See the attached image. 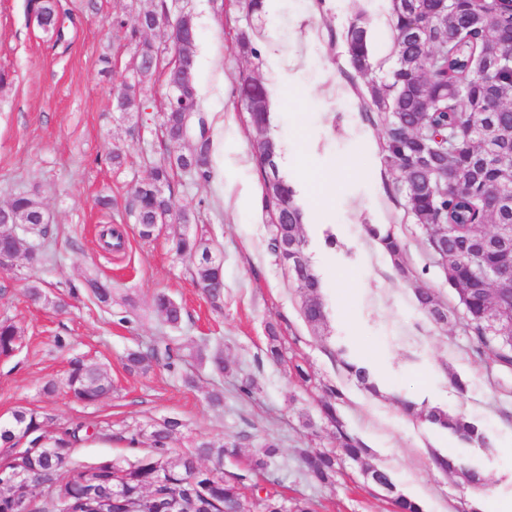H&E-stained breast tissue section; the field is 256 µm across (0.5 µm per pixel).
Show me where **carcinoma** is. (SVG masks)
Returning a JSON list of instances; mask_svg holds the SVG:
<instances>
[{"label":"carcinoma","mask_w":512,"mask_h":512,"mask_svg":"<svg viewBox=\"0 0 512 512\" xmlns=\"http://www.w3.org/2000/svg\"><path fill=\"white\" fill-rule=\"evenodd\" d=\"M434 0H391L390 18L394 34V63L389 84L367 88L364 100L379 111L381 117V151L387 167L399 173L405 206L414 223L426 233L433 252L440 249L437 225H448V287L463 306L466 327L475 343L480 360L512 370V343L494 334L492 328L507 327L512 315L499 309L493 299L491 284L479 278V272L494 264L501 244L495 234L499 224L512 225V208L494 210L487 199L501 187H512V44H507L512 31V0H448V13L438 18L432 15ZM29 9L37 25L47 35L61 40L58 0H29ZM167 12L165 0L156 8L137 15L132 20L123 16L113 19V27H131L132 34L151 29V18ZM423 23L422 37L417 44L403 39L404 31L414 20ZM346 52L350 63L370 65L367 31L361 18L348 27ZM489 56L501 59L497 68L487 74L476 71L477 65ZM138 83L152 79L160 69L165 82H186L189 101L166 100L163 113V135L171 143L186 140L190 129H197L194 145L187 152L168 154L152 169L151 178L135 186L130 193L128 209L137 222L140 238L157 235L162 217L173 211L171 196L163 187L170 186L177 171L191 169L198 185L208 186L213 178L211 163L212 139L210 126L201 112L194 86V56L178 57L162 63L161 50L144 40L137 45ZM267 85L247 75L241 79L239 96L243 101L257 100L261 105V124L266 130V148L276 150L271 136ZM424 98L431 107L416 113L417 99ZM116 105L123 112H141L144 103L135 85H123L116 91ZM434 149V154L448 160L457 171L455 184L448 191L419 194L414 187L425 182L430 172L420 163L419 142ZM493 143L499 162L488 156L486 145ZM254 158L263 178L262 210L274 219L280 202L288 198V223L272 225L270 248L284 265H294L293 255L280 250L282 238L294 242L305 259V274L297 280L306 290L303 314L306 321L319 327L326 314L319 297L320 280L315 273L302 234L303 213L294 200L292 188L278 176L269 180L263 167L265 154L253 146ZM42 203L29 194H18L0 207V266L13 267L22 257L30 264L46 263L48 253L35 249L17 233V225H32V234L43 236L46 224L40 222ZM369 236L389 255L396 267H401L403 246L389 229L368 227ZM172 249L193 265L195 282L207 288L206 297L214 306L224 298L223 266L209 261L212 252L209 240L190 236L182 231L170 233ZM90 295L102 306L112 307V287L96 276L86 278ZM418 307L435 323L445 320L439 312L441 303L428 288L415 292ZM154 311L172 327L181 324L184 310L164 292L152 299ZM266 357L274 364L283 361L280 336L274 324L266 326ZM23 330L12 321L0 322V356L8 357L19 347ZM161 364L180 374L183 382L197 385L195 368L207 367L222 376L230 370L224 353L198 344L183 355L181 348L169 343L155 344L147 351L131 350L125 356L130 372L146 374L152 364ZM341 366L357 385L372 395L379 394L375 376L364 363L341 359ZM65 387L73 397L94 404L112 393V377L104 367L72 362ZM342 399L337 388L329 389L328 399L321 402L323 417L336 428V447L306 452L301 457L305 474L320 483L332 481L341 463L349 459L361 466L365 479L375 487L385 486L394 512H423L415 500L400 493L392 474L386 468L369 462L370 450L357 437L343 429L336 404ZM403 411L416 420L448 430L459 441L486 447L489 436L461 412L450 413L412 400L402 402ZM183 423L166 418L153 425L149 432L136 430L128 437L132 446L145 445L150 451L133 461L105 460L92 467L66 468L71 448L80 441L84 426L78 424L63 433L47 438L44 420L33 409L14 410L11 418L0 421V448L13 452L11 461L0 466V512H30L29 505L38 498H48L51 512H91L82 502L79 490L71 481L73 474L90 476L101 488H121L122 496L112 498V505L97 504L104 512H166L170 498L182 502L181 512H247L242 496L246 476L221 468L224 458L237 454V443L230 445L210 440H197L193 449L175 460L168 457L169 444L180 433ZM29 437L36 447L51 440L49 447L36 453L19 447L20 436ZM280 454L279 443L268 437L249 459V470L266 471ZM212 461L210 468L203 465ZM435 463L444 472L460 475L468 484L478 485L481 473L456 456L435 455ZM28 478L26 500L16 497L11 484L16 472Z\"/></svg>","instance_id":"cac0c4a2"}]
</instances>
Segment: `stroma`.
Here are the masks:
<instances>
[{
  "label": "stroma",
  "mask_w": 512,
  "mask_h": 512,
  "mask_svg": "<svg viewBox=\"0 0 512 512\" xmlns=\"http://www.w3.org/2000/svg\"><path fill=\"white\" fill-rule=\"evenodd\" d=\"M157 0H60L64 37L54 41L36 25L28 0H0V205L15 194H33L52 215V262L0 270V321L23 329L15 354L0 358V420L21 407L46 420L48 435L83 422L106 435L103 443L74 446L69 464L90 467L103 460L142 455L125 440L127 432L168 417L183 428L170 445L187 452L199 438L239 440L237 456L225 470L247 473L250 512H262L266 493L308 500L314 512H393L384 493L365 480L357 463L345 461L335 481L321 485L303 474L299 455L307 448L334 445V427L324 421L319 402L325 390L344 394L338 406L345 429L370 448L376 463L389 469L400 492L418 500L424 512H471L473 486L440 472L433 453L463 457L478 469L489 494L512 500V370L488 367L477 359L461 325L463 309L442 271L432 264L422 231L405 212L399 176L379 151L381 122L364 110L361 97L370 82L387 83L393 64V32L388 0H283L275 18L251 16L234 0H167L171 15L192 13L197 23L194 80L203 89V113L211 124L214 176L198 188L192 174L170 183L175 211L187 212L186 229L209 239L223 259L224 302L213 309L192 278L191 263L176 256L167 236L141 239L125 203L134 186L148 181L167 153L188 150L191 141L172 144L160 126L166 83L157 77L144 86L145 112L129 117L115 104V88L132 79L136 43L148 40L165 57L173 52L164 31L112 26L115 15L131 18L155 8ZM363 18L372 56L369 75L359 74L345 52L349 24ZM252 33L262 54L287 60L286 69L259 64L239 52L236 35ZM249 74L280 93L285 102L273 132L290 140L310 167L332 170L336 185L314 223L302 226L307 251L326 289L320 295L326 323L311 327L303 317L304 292L268 248L271 223L261 208L262 178L252 155L253 130L236 94ZM124 152L122 166L108 153ZM112 199L110 210L97 205ZM392 228L405 244L408 276L367 234L370 225ZM122 230L124 246L108 252L100 233ZM99 274L112 285L111 311L101 310L84 290L86 276ZM39 285L49 296L68 298L58 312L29 301ZM431 289L448 310L435 325L415 299ZM165 291L180 303L181 328L165 324L152 298ZM274 323L287 362L265 357L267 323ZM64 346H57V338ZM192 346L206 341L224 350L232 371L216 377L199 371L197 387L157 365L145 375L127 372L123 357L156 342ZM102 364L112 374L109 398L81 403L64 392L44 394L61 379L73 357ZM372 366L382 391L375 397L348 380L341 357ZM309 372L302 386L290 363ZM466 385L452 386V377ZM252 379L251 396L238 385ZM224 391V407L211 409L207 390ZM406 398L464 413L486 430L489 447L460 443L429 430L396 404ZM281 452L263 473L248 474L251 454L266 436Z\"/></svg>",
  "instance_id": "stroma-1"
}]
</instances>
